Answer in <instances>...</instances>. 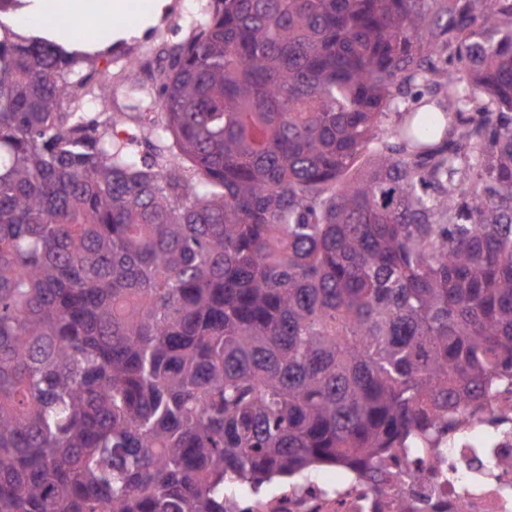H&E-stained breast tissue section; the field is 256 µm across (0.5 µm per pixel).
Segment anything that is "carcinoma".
I'll return each instance as SVG.
<instances>
[{
    "label": "carcinoma",
    "mask_w": 512,
    "mask_h": 512,
    "mask_svg": "<svg viewBox=\"0 0 512 512\" xmlns=\"http://www.w3.org/2000/svg\"><path fill=\"white\" fill-rule=\"evenodd\" d=\"M216 3L145 156L0 24V512H225L512 384V0Z\"/></svg>",
    "instance_id": "cac0c4a2"
}]
</instances>
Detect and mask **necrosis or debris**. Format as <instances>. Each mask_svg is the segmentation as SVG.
<instances>
[{"instance_id": "1", "label": "necrosis or debris", "mask_w": 512, "mask_h": 512, "mask_svg": "<svg viewBox=\"0 0 512 512\" xmlns=\"http://www.w3.org/2000/svg\"><path fill=\"white\" fill-rule=\"evenodd\" d=\"M226 512H512V395L488 394L482 412L455 418L431 445L394 448L368 466L337 465L327 482L289 480L246 492Z\"/></svg>"}]
</instances>
